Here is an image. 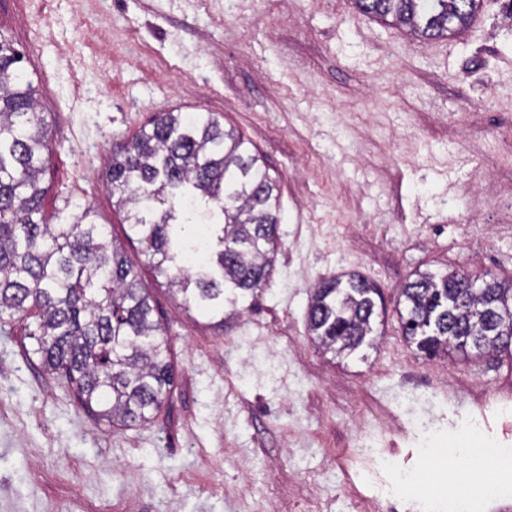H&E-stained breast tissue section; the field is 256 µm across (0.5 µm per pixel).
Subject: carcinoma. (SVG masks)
Masks as SVG:
<instances>
[{"label":"carcinoma","mask_w":512,"mask_h":512,"mask_svg":"<svg viewBox=\"0 0 512 512\" xmlns=\"http://www.w3.org/2000/svg\"><path fill=\"white\" fill-rule=\"evenodd\" d=\"M362 13L425 39L458 34L482 0H353ZM21 54L0 34V321L25 322L27 353L62 374L112 425L152 423L174 382L169 340L150 294L90 206L65 199L50 223L40 186L49 123ZM106 184L141 253L187 307L224 316L268 283L280 223L278 186L259 155L210 112H160L112 153ZM377 286L357 273L321 281L308 310L312 341L349 356L373 332ZM403 336L428 357L509 350L512 281L471 293L457 272L424 271L400 289Z\"/></svg>","instance_id":"cac0c4a2"}]
</instances>
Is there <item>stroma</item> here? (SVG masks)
Here are the masks:
<instances>
[{
  "label": "stroma",
  "mask_w": 512,
  "mask_h": 512,
  "mask_svg": "<svg viewBox=\"0 0 512 512\" xmlns=\"http://www.w3.org/2000/svg\"><path fill=\"white\" fill-rule=\"evenodd\" d=\"M511 13L485 0L427 40L352 0H0L50 124L43 211L73 198L108 225L175 372L154 424L113 426L0 325V512H448L447 450L472 430L512 448V353L416 352L399 290L425 270L512 279V223L475 203L512 186ZM173 110L237 129L279 189L274 274L220 319L172 295L105 185L113 148ZM344 272L385 312L335 358L307 312Z\"/></svg>",
  "instance_id": "stroma-1"
}]
</instances>
